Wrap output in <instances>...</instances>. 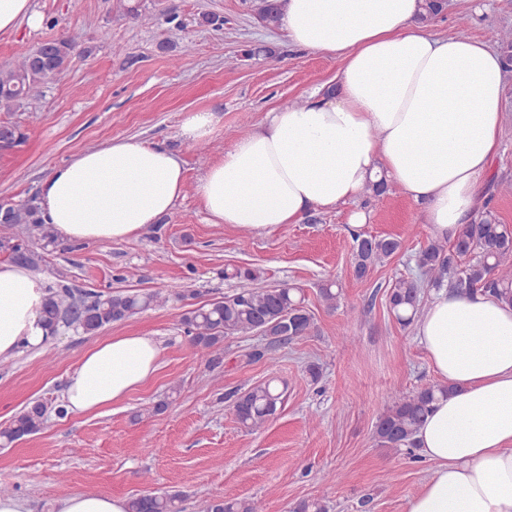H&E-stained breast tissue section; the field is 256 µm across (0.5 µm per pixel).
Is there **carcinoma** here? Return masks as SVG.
I'll use <instances>...</instances> for the list:
<instances>
[{"label":"carcinoma","instance_id":"1","mask_svg":"<svg viewBox=\"0 0 512 512\" xmlns=\"http://www.w3.org/2000/svg\"><path fill=\"white\" fill-rule=\"evenodd\" d=\"M447 0H425L420 22L428 25L444 16ZM254 10L267 26L274 24L277 7L269 0H254ZM497 49L505 71L512 72V32L497 34ZM76 38L68 37L43 43L36 48L21 47L14 63L0 68V111L11 112L39 97L43 89L54 84L67 70ZM38 205L0 204V226L39 230ZM0 248L11 252L21 264L38 268V255L24 237L1 236ZM402 242L393 237L355 236L353 272L356 278L366 277L386 260L398 254ZM420 278L398 277L387 291L389 309L403 327L410 326L425 304L424 289L448 286L467 295L482 291L497 299L512 302V230L497 214L484 209L470 223L461 227L452 246L435 237L416 256ZM236 280L234 293L188 311L182 318L185 333L190 336L206 365L218 367L224 360V339L230 336L258 334L268 345L284 344L306 335L313 326V317L304 304L300 289L286 284L260 286L258 275L248 269L236 268L230 274ZM320 297L330 309L339 306L341 292L329 281L320 288ZM168 296L150 293H88L76 299L68 287L49 290L43 310V324L55 333L56 327L74 308H81L77 328L93 334L132 315L163 305ZM448 394V386L437 383L406 394L386 407L379 417L374 437L382 448L396 451L416 447L415 435L432 404L440 395ZM284 390L272 380L246 389L224 393L239 424L250 432L263 429L281 406ZM62 416L61 405L53 408L35 401L16 415L0 438L12 443L43 429L50 412ZM177 494H145L128 501V512H181ZM207 512H264L263 502L248 497H218L207 505Z\"/></svg>","mask_w":512,"mask_h":512}]
</instances>
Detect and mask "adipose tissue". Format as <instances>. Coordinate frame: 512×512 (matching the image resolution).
<instances>
[{
  "label": "adipose tissue",
  "mask_w": 512,
  "mask_h": 512,
  "mask_svg": "<svg viewBox=\"0 0 512 512\" xmlns=\"http://www.w3.org/2000/svg\"><path fill=\"white\" fill-rule=\"evenodd\" d=\"M421 0H285L290 43L339 60L333 84L270 110L197 185L210 223L265 231L309 209L359 199L386 180L425 206L436 237L475 217L500 150L505 80L496 48L427 34ZM186 184L178 153L118 141L54 166L39 186L43 224L74 243L124 241L170 214ZM45 279L0 263V357L39 347ZM432 371L451 390L416 434L430 477L406 512H512V304L441 290L416 322ZM147 336L86 351L65 407L93 412L157 370Z\"/></svg>",
  "instance_id": "adipose-tissue-1"
}]
</instances>
